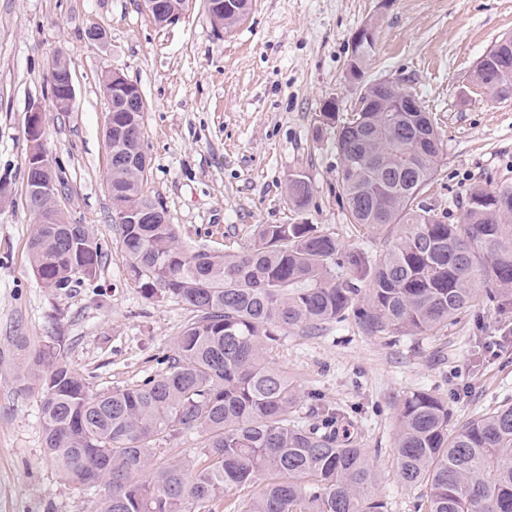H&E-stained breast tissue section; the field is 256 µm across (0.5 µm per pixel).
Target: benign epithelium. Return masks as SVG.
Wrapping results in <instances>:
<instances>
[{
	"mask_svg": "<svg viewBox=\"0 0 512 512\" xmlns=\"http://www.w3.org/2000/svg\"><path fill=\"white\" fill-rule=\"evenodd\" d=\"M143 10L154 20H161V25L168 26L176 23L183 13L176 12L169 0H142ZM373 38V29L369 25L360 28L352 39L351 56L349 60V73L351 79L358 81L362 77V70L358 67V59L362 47ZM372 98L383 93L391 103L392 112H421L419 101L413 94L388 80L373 83ZM52 102L59 112H68L72 109L75 100V87L73 74L68 60L60 56L56 58L51 67ZM104 92L109 101V112H133L135 103L142 100L138 86L128 80L122 73L114 70L108 75L104 85ZM44 118L42 109L38 105L32 106L29 111L27 123L28 152L26 169L32 176L26 178V194L29 212L35 224H62L58 209L47 210L32 205V201L46 197H56L59 189L54 177V161L43 145ZM126 139L134 143L136 155H146L142 135L131 120H108L105 141L107 150H112V139Z\"/></svg>",
	"mask_w": 512,
	"mask_h": 512,
	"instance_id": "1",
	"label": "benign epithelium"
}]
</instances>
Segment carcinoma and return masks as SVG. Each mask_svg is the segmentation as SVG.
I'll list each match as a JSON object with an SVG mask.
<instances>
[{"label":"carcinoma","instance_id":"carcinoma-1","mask_svg":"<svg viewBox=\"0 0 512 512\" xmlns=\"http://www.w3.org/2000/svg\"><path fill=\"white\" fill-rule=\"evenodd\" d=\"M211 21L231 31L251 0ZM481 87L512 99V61L477 67ZM429 113L384 112L363 102L336 132L342 200L350 223L385 234L379 258L342 251L313 224H261L240 252L184 251L165 212L154 224L120 225L130 275L150 297L178 299L196 313L165 357L166 370L141 385L90 390L62 362L60 338L21 355L18 390H37L44 459L60 478L101 491L97 512H191L232 489L262 483L237 512H385L363 448L338 440L336 419L316 412L304 428L289 417L288 378L264 354L281 332L315 328L353 313L372 335L425 334L470 306L478 290L512 304V185L474 187L462 224H449L421 197L440 155L418 138ZM112 167V209L159 207L142 190L146 171L127 149ZM308 177L288 179V204L302 213ZM43 287L63 291L97 274L102 251L84 224H35L29 240ZM448 404L420 390L399 412L397 468L422 493L417 512H512V403L449 434ZM190 430L199 452L168 456L165 444ZM162 465L147 472L154 460Z\"/></svg>","mask_w":512,"mask_h":512}]
</instances>
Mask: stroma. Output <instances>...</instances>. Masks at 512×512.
Wrapping results in <instances>:
<instances>
[{
	"mask_svg": "<svg viewBox=\"0 0 512 512\" xmlns=\"http://www.w3.org/2000/svg\"><path fill=\"white\" fill-rule=\"evenodd\" d=\"M107 34L88 46L87 25ZM375 26L363 80H392L419 99L443 141L427 203L462 223L472 187L512 184V100L473 82L481 58L512 35V0H253L232 32L204 0L160 28L140 0H0V512H94L98 495L65 483L44 459L36 396L15 381L18 345L60 337L63 361L93 390L132 386L163 372L160 359L190 322L179 300L146 296L131 278L112 221L102 78L120 70L147 104L145 194L159 202L188 251H238L260 224L316 225L341 249L375 257L376 231L351 224L340 197L336 101L349 117L351 40ZM66 56L72 111L52 106L50 65ZM44 115L58 204L103 250L95 277L62 292L33 273L26 201L27 119ZM308 176L306 212L288 204V177ZM296 395L290 416L309 426L311 405L337 417L339 436L365 448L387 512H415L418 489L398 476L393 448L400 403L417 390L446 401L458 426L512 402V310L477 297L431 335H370L354 317L287 331L268 350Z\"/></svg>",
	"mask_w": 512,
	"mask_h": 512,
	"instance_id": "1",
	"label": "stroma"
}]
</instances>
